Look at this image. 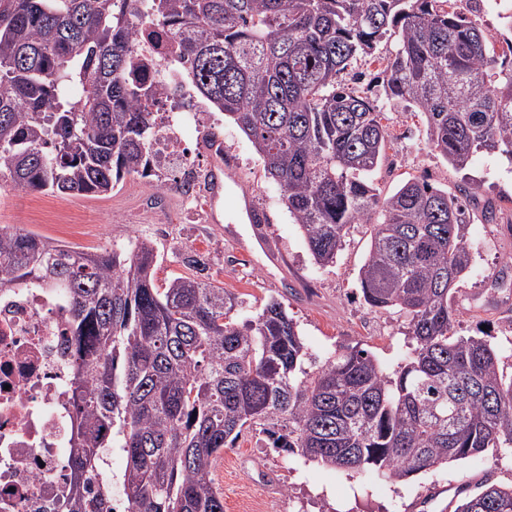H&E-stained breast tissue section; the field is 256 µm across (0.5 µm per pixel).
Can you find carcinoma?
Segmentation results:
<instances>
[{
	"instance_id": "1",
	"label": "carcinoma",
	"mask_w": 512,
	"mask_h": 512,
	"mask_svg": "<svg viewBox=\"0 0 512 512\" xmlns=\"http://www.w3.org/2000/svg\"><path fill=\"white\" fill-rule=\"evenodd\" d=\"M460 0H0V184L107 195L148 175L155 117L136 39L174 41L181 77L251 141L315 264L350 228L370 248L364 303L407 321L393 374L346 348L313 371L298 324L271 299L250 317L206 274L163 284L149 239L88 252L0 226V290L60 288L76 350L71 512H113L104 449L126 457L131 512H224L213 478L244 428L275 448L391 482L512 451V376L483 336H456L454 284L472 266L466 187L425 180L382 194L390 145L379 100L423 115L453 168L478 151L512 162V57L499 58ZM395 48L382 56L381 42ZM381 65L380 95L340 78ZM81 97L74 98V90ZM454 512H512V487H461Z\"/></svg>"
}]
</instances>
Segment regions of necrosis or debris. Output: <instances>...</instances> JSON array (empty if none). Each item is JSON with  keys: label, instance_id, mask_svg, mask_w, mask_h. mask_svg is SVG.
I'll use <instances>...</instances> for the list:
<instances>
[{"label": "necrosis or debris", "instance_id": "necrosis-or-debris-1", "mask_svg": "<svg viewBox=\"0 0 512 512\" xmlns=\"http://www.w3.org/2000/svg\"><path fill=\"white\" fill-rule=\"evenodd\" d=\"M139 50L157 116L149 154L162 166L184 153L183 125H204L205 116L176 71L164 67L162 44L143 38ZM68 325L59 290L0 292V512H70L75 371Z\"/></svg>", "mask_w": 512, "mask_h": 512}]
</instances>
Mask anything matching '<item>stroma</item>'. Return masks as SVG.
<instances>
[{
	"label": "stroma",
	"mask_w": 512,
	"mask_h": 512,
	"mask_svg": "<svg viewBox=\"0 0 512 512\" xmlns=\"http://www.w3.org/2000/svg\"><path fill=\"white\" fill-rule=\"evenodd\" d=\"M208 116L207 127L186 129L184 157L157 176H125L109 196L0 187V225L92 252L151 239L161 282L187 274L184 253L203 254L217 285L239 298L244 315L270 299L282 301L316 362L336 349L358 347L386 370L396 369L409 342L407 324L399 314L370 311L360 297L357 273L370 243L365 227L352 229L334 265L317 266L282 203L280 185L266 176L252 143L222 112L212 109ZM389 118L393 139L376 174L383 192L423 179L451 189L476 187L466 228L472 269L457 285L454 332L486 335L503 355H512V170L486 152L455 170L431 150L420 118L399 109ZM214 132L224 138L229 175L219 201L203 195L192 210L171 183L187 166L211 170ZM246 196L264 223H249L239 209ZM214 478L224 512H453L460 487L486 479L512 485V453L487 451L391 484L373 471L350 476L287 457L265 435L247 429L224 449Z\"/></svg>",
	"instance_id": "obj_1"
}]
</instances>
